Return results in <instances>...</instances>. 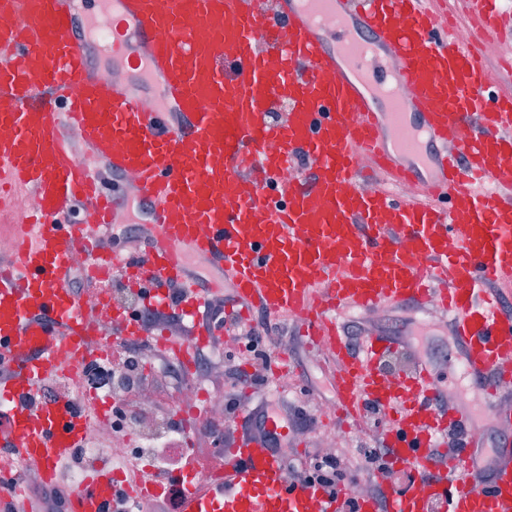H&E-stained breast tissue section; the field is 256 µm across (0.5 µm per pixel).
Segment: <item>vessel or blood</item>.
<instances>
[{"mask_svg": "<svg viewBox=\"0 0 512 512\" xmlns=\"http://www.w3.org/2000/svg\"><path fill=\"white\" fill-rule=\"evenodd\" d=\"M482 38L512 37L497 0H463ZM0 190L34 194L17 218L0 193V236L14 243L0 273V512L29 497L10 457L43 462L53 486L80 447L86 412L44 401L42 384L77 373L84 339L111 321L68 287L76 258L107 281L138 282L143 305L176 308L190 322L171 341L187 354L214 334L206 293L186 265L207 259L232 283L228 317L288 314L332 364L334 406L359 421L368 406L394 415L383 445L414 482L385 490L360 512H512V92L488 85L486 64L435 16L448 0H0ZM126 80H103L105 66ZM285 109L284 122L271 112ZM457 130L456 150L448 148ZM85 142L113 178H137L144 252L113 249L124 198L78 161ZM306 153L308 177H285ZM385 184L361 191L360 155ZM413 185L414 195L395 193ZM96 227L78 231L75 207ZM398 305L448 315L454 356L487 414L507 431L485 454L467 402L445 407L431 367L391 374L397 337L363 335L352 349L345 310ZM469 438L435 469L452 430ZM260 436L239 437L205 479L186 473L177 512H340L341 496L299 481ZM116 480L106 464L69 489L66 512H110Z\"/></svg>", "mask_w": 512, "mask_h": 512, "instance_id": "vessel-or-blood-1", "label": "vessel or blood"}]
</instances>
